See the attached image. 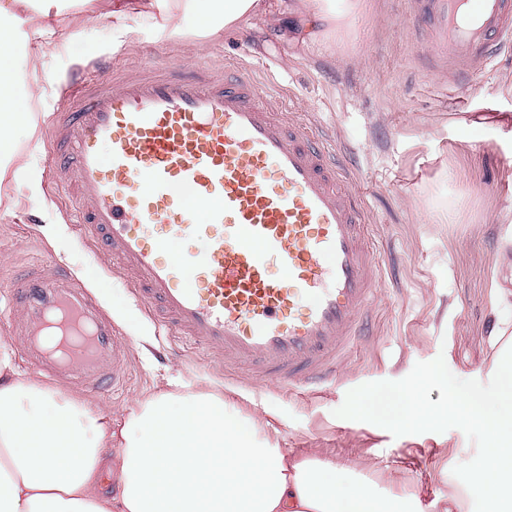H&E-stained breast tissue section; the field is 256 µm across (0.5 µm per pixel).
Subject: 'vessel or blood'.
I'll return each mask as SVG.
<instances>
[{
	"mask_svg": "<svg viewBox=\"0 0 512 512\" xmlns=\"http://www.w3.org/2000/svg\"><path fill=\"white\" fill-rule=\"evenodd\" d=\"M442 61L476 81L512 43V0H419ZM48 152L90 240L159 329L291 391L339 379L376 303L381 261L329 147L247 72L97 58L73 74ZM202 239V255L178 244ZM17 334L35 367L91 391L126 380V346L62 268L34 258Z\"/></svg>",
	"mask_w": 512,
	"mask_h": 512,
	"instance_id": "b4317fda",
	"label": "vessel or blood"
}]
</instances>
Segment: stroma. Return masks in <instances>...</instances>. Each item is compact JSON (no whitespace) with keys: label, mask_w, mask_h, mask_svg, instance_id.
<instances>
[{"label":"stroma","mask_w":512,"mask_h":512,"mask_svg":"<svg viewBox=\"0 0 512 512\" xmlns=\"http://www.w3.org/2000/svg\"><path fill=\"white\" fill-rule=\"evenodd\" d=\"M94 9L90 0H61V35L20 24L24 43L14 67L27 73L36 104L31 130L20 136L0 181V348L13 351L25 375L52 386L25 361L11 305L15 267L40 256L90 288L128 347L122 390L88 392L65 380L64 393L119 415L174 376L223 393L240 417L267 420L280 447L295 453L316 448L339 465H373L381 491L411 493L421 486L431 500L447 496L449 485L466 484L482 444L468 418L452 415L421 433L401 431L355 417L350 401L362 392H401L418 384L431 405L451 389L475 399L491 396V345L498 328L512 325V300L496 303L492 288L498 244L512 226V48L472 83L422 52L429 36L412 0H360L334 31L306 43L297 35V15L286 35L264 24L209 32L189 16L187 34L177 40L154 20L132 15L118 26L94 17ZM116 50L130 66L201 61L219 72L244 68L262 93L328 139L350 177L349 189L365 201L383 263L371 334L336 384L314 396L261 382L245 386L207 349L158 334L125 275L81 241L72 191L57 180L18 183L44 159L43 124L67 106V75ZM440 363L446 380L425 383Z\"/></svg>","instance_id":"1"}]
</instances>
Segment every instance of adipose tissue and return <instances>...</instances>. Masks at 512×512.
<instances>
[{
	"mask_svg": "<svg viewBox=\"0 0 512 512\" xmlns=\"http://www.w3.org/2000/svg\"><path fill=\"white\" fill-rule=\"evenodd\" d=\"M48 19L38 0L0 5V73L12 72L19 39L18 8ZM171 37L194 16L203 27L242 31L287 26L301 14L310 36L334 25L336 0H141ZM29 121L26 101L0 84V157ZM495 393L479 400L449 392L427 405L413 388L360 394L359 416L396 427L426 428L461 414L484 436L479 464L463 488H450L442 512H512V337L491 356ZM261 418L230 413L223 394L181 391L178 379L139 402L112 426L110 409L43 387L0 352V512H425L416 494L380 493L367 467L336 466L309 452L289 457L263 431ZM109 475L115 489L103 491Z\"/></svg>",
	"mask_w": 512,
	"mask_h": 512,
	"instance_id": "obj_1",
	"label": "adipose tissue"
}]
</instances>
